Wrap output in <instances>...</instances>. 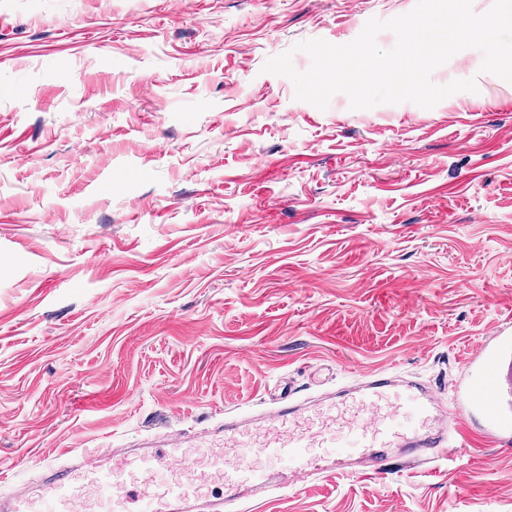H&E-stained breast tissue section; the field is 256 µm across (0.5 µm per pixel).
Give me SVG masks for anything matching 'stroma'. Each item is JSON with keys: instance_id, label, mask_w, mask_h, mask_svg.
I'll return each mask as SVG.
<instances>
[{"instance_id": "35a3bbf8", "label": "stroma", "mask_w": 512, "mask_h": 512, "mask_svg": "<svg viewBox=\"0 0 512 512\" xmlns=\"http://www.w3.org/2000/svg\"><path fill=\"white\" fill-rule=\"evenodd\" d=\"M416 0H0V493L389 368L440 390L512 323V83L430 109L263 72ZM262 512H512V445Z\"/></svg>"}]
</instances>
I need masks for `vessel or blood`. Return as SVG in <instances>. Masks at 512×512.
I'll return each instance as SVG.
<instances>
[{
	"label": "vessel or blood",
	"mask_w": 512,
	"mask_h": 512,
	"mask_svg": "<svg viewBox=\"0 0 512 512\" xmlns=\"http://www.w3.org/2000/svg\"><path fill=\"white\" fill-rule=\"evenodd\" d=\"M504 388L512 389L511 372L498 385L470 390L466 409L455 413L428 384L374 370L307 407L283 395L260 411L225 416L200 457L188 455L190 437L181 430L141 452L71 453L67 464L43 465L38 485L11 484L0 512H95L104 498L109 512H229L230 503L323 474L382 478L397 462L424 468L466 448L470 408L496 421ZM402 414L413 417L411 427L398 424ZM340 426L353 450L325 453ZM162 469L170 477L159 487L153 475Z\"/></svg>",
	"instance_id": "vessel-or-blood-1"
}]
</instances>
